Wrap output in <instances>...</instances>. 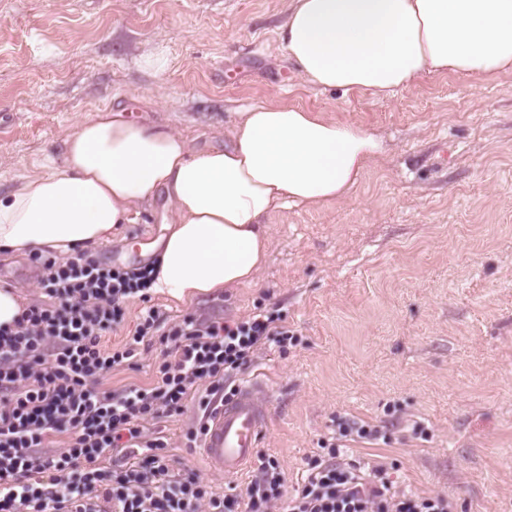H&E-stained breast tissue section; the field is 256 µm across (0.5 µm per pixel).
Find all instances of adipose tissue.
I'll return each mask as SVG.
<instances>
[{
  "mask_svg": "<svg viewBox=\"0 0 512 512\" xmlns=\"http://www.w3.org/2000/svg\"><path fill=\"white\" fill-rule=\"evenodd\" d=\"M279 37L304 81L387 95L426 73L511 70L512 0H291ZM382 153L375 134L295 105L251 107L229 147L201 150L106 109L67 136L62 163L0 195V258L91 256L159 199L172 217L151 288L186 304L255 284L269 213L345 200Z\"/></svg>",
  "mask_w": 512,
  "mask_h": 512,
  "instance_id": "obj_1",
  "label": "adipose tissue"
}]
</instances>
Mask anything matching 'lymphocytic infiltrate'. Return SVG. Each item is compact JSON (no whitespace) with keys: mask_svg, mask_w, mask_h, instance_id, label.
<instances>
[{"mask_svg":"<svg viewBox=\"0 0 512 512\" xmlns=\"http://www.w3.org/2000/svg\"><path fill=\"white\" fill-rule=\"evenodd\" d=\"M45 303L27 306L0 327V512H456L447 495L393 491L385 468L363 471L331 448L309 464L297 493H288L279 462L261 457L245 495L216 496L173 473L167 443L143 440V424L180 413L190 389L210 412L224 382L254 351L295 342L275 314L226 324L186 317L163 323L143 308L133 336L119 349L102 338L122 322L127 304L148 290L146 269H120L95 259L43 262ZM159 340L165 357L149 387L102 391L106 374L136 363L140 344ZM68 435L65 451L47 455L52 436ZM112 454L109 468L98 460Z\"/></svg>","mask_w":512,"mask_h":512,"instance_id":"lymphocytic-infiltrate-1","label":"lymphocytic infiltrate"}]
</instances>
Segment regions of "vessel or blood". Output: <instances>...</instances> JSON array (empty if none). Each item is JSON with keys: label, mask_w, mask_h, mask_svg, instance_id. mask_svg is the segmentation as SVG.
<instances>
[{"label": "vessel or blood", "mask_w": 512, "mask_h": 512, "mask_svg": "<svg viewBox=\"0 0 512 512\" xmlns=\"http://www.w3.org/2000/svg\"><path fill=\"white\" fill-rule=\"evenodd\" d=\"M261 387L257 380L238 387L208 415L201 452L214 472L239 474L257 456L268 418V408L259 397Z\"/></svg>", "instance_id": "vessel-or-blood-1"}]
</instances>
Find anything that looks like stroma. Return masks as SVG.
I'll use <instances>...</instances> for the list:
<instances>
[{"instance_id":"stroma-1","label":"stroma","mask_w":512,"mask_h":512,"mask_svg":"<svg viewBox=\"0 0 512 512\" xmlns=\"http://www.w3.org/2000/svg\"><path fill=\"white\" fill-rule=\"evenodd\" d=\"M289 0H0V194L62 162L67 135L98 110L223 146L240 112L288 103L378 134L384 154L350 197L303 203L265 219L270 248L254 286L177 306L130 304L104 338L122 347L143 305L172 322H238L276 313L297 345L263 346L228 382L261 378L269 418L259 452L300 487L324 442L383 462L393 486L447 494L457 512H512V72L472 79L425 74L383 97L323 90L296 73L278 37ZM163 55L164 69L146 66ZM164 212L102 243L97 261L143 267L141 236H162ZM35 257L1 258L0 285L46 302ZM162 347L108 374L102 389L148 386ZM199 389L163 431L171 469L214 495L244 493L254 474L207 468L187 432ZM350 419L378 439L340 436Z\"/></svg>"}]
</instances>
